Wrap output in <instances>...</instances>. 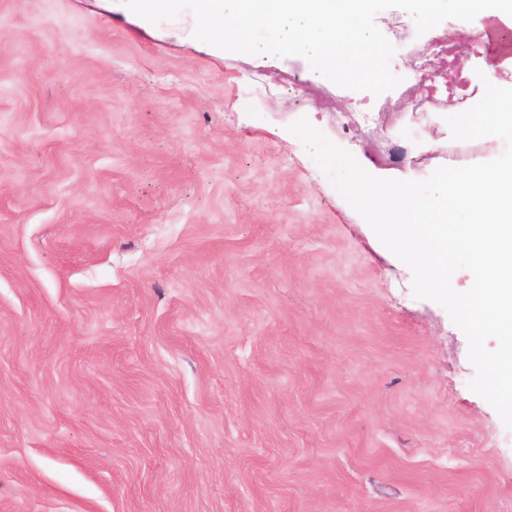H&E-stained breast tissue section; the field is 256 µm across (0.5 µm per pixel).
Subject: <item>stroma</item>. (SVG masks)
<instances>
[{"instance_id":"obj_1","label":"stroma","mask_w":512,"mask_h":512,"mask_svg":"<svg viewBox=\"0 0 512 512\" xmlns=\"http://www.w3.org/2000/svg\"><path fill=\"white\" fill-rule=\"evenodd\" d=\"M190 16L0 0V512H512L465 334L286 138L425 180L456 141L413 109L414 48L452 36L479 97L512 28L478 56L380 11L402 81L366 124Z\"/></svg>"}]
</instances>
